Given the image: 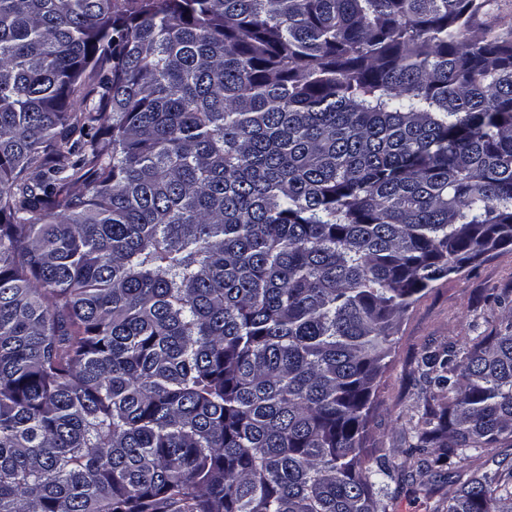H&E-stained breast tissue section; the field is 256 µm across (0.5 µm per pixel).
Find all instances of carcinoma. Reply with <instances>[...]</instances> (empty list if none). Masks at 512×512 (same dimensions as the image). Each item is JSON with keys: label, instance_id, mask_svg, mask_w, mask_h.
Here are the masks:
<instances>
[{"label": "carcinoma", "instance_id": "obj_1", "mask_svg": "<svg viewBox=\"0 0 512 512\" xmlns=\"http://www.w3.org/2000/svg\"><path fill=\"white\" fill-rule=\"evenodd\" d=\"M490 2L0 0V512H394L400 322L512 250ZM416 371L417 491L512 512V318Z\"/></svg>", "mask_w": 512, "mask_h": 512}]
</instances>
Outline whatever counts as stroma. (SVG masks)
<instances>
[{"label": "stroma", "mask_w": 512, "mask_h": 512, "mask_svg": "<svg viewBox=\"0 0 512 512\" xmlns=\"http://www.w3.org/2000/svg\"><path fill=\"white\" fill-rule=\"evenodd\" d=\"M512 288V251H503L477 267L439 282L404 315L395 336L390 362L378 386L379 406L371 424L370 447L384 449L402 474L396 490L395 512H431L434 502L415 497L408 480L416 473L419 458L405 437L416 413L420 391L412 372L413 359L424 347L464 344L477 328L489 327L512 315V309L496 305L489 296Z\"/></svg>", "instance_id": "stroma-1"}]
</instances>
